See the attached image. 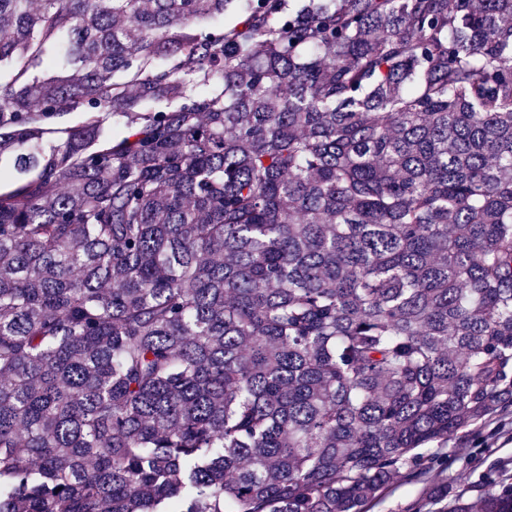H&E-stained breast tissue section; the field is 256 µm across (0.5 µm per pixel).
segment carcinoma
<instances>
[{"label":"carcinoma","instance_id":"obj_1","mask_svg":"<svg viewBox=\"0 0 512 512\" xmlns=\"http://www.w3.org/2000/svg\"><path fill=\"white\" fill-rule=\"evenodd\" d=\"M2 63L0 512H368L512 404V0H0Z\"/></svg>","mask_w":512,"mask_h":512}]
</instances>
